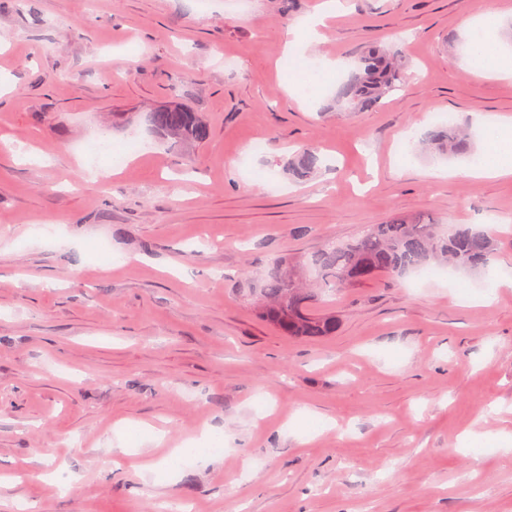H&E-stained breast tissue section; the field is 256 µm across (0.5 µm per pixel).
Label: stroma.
<instances>
[{
  "label": "stroma",
  "instance_id": "35a3bbf8",
  "mask_svg": "<svg viewBox=\"0 0 512 512\" xmlns=\"http://www.w3.org/2000/svg\"><path fill=\"white\" fill-rule=\"evenodd\" d=\"M322 2L0 0V512H512V177L407 148L454 116L493 160L512 77L461 47L512 0H341L285 55ZM371 44L408 83L329 110ZM170 104L207 139L154 138ZM104 139L138 148L114 168ZM302 145L321 171L295 183ZM418 215L491 230L488 279L340 289L336 335L303 342L257 317L275 260Z\"/></svg>",
  "mask_w": 512,
  "mask_h": 512
}]
</instances>
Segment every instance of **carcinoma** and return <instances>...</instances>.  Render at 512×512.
I'll return each instance as SVG.
<instances>
[{"label":"carcinoma","mask_w":512,"mask_h":512,"mask_svg":"<svg viewBox=\"0 0 512 512\" xmlns=\"http://www.w3.org/2000/svg\"><path fill=\"white\" fill-rule=\"evenodd\" d=\"M408 64L398 51L367 47L332 98L338 112L375 109L401 88ZM153 132L182 143H199L208 136L201 116L169 105L147 115ZM420 150L433 158L467 159L474 152L468 132L450 122L423 138ZM320 169L318 151L299 147L288 159V175L305 181ZM496 237L469 225L435 224L427 217L372 224L362 234L324 245L306 259H283L267 273L254 309L260 319L298 341L331 336L338 319L318 305L325 293L359 285L379 276L402 277L436 268H454L470 275L487 273Z\"/></svg>","instance_id":"1"}]
</instances>
